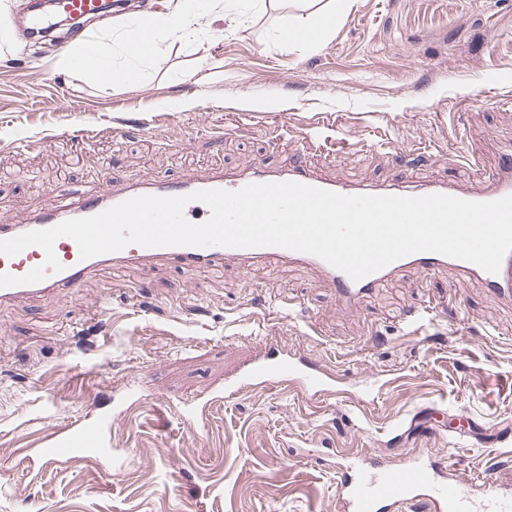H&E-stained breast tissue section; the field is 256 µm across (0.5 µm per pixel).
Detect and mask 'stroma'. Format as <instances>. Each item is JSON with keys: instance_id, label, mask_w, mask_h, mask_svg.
<instances>
[{"instance_id": "stroma-1", "label": "stroma", "mask_w": 512, "mask_h": 512, "mask_svg": "<svg viewBox=\"0 0 512 512\" xmlns=\"http://www.w3.org/2000/svg\"><path fill=\"white\" fill-rule=\"evenodd\" d=\"M302 0H231L197 37L133 31L102 89L0 50V218L104 177L295 162L340 184H489L512 144V0H356L317 49L280 38ZM221 64L213 75L210 60ZM349 140L326 157L324 136ZM294 310H286V302ZM420 321L406 322L410 311ZM269 338L340 376L332 396L224 379ZM121 411L112 455L46 461L51 437ZM427 451L512 482V306L453 269L408 268L357 307L305 265L106 269L0 306V512H344L358 451Z\"/></svg>"}]
</instances>
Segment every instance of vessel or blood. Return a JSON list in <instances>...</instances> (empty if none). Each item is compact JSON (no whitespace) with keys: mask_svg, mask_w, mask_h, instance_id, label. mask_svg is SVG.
<instances>
[{"mask_svg":"<svg viewBox=\"0 0 512 512\" xmlns=\"http://www.w3.org/2000/svg\"><path fill=\"white\" fill-rule=\"evenodd\" d=\"M112 0H30L29 10L23 17L9 18L8 23L18 38L25 40L44 38L55 18L68 20L73 35H81L85 24L93 18L111 23ZM500 171L493 186L486 191L466 193L469 201L487 202L512 195V145L500 156ZM299 182L314 187L351 194V187L316 176L304 165L284 170L256 168L236 175L212 169L190 174L178 181L147 178L137 183L113 186L111 178H104L102 189L95 194L64 198L53 206L33 212L26 223L12 224L0 219V240L34 230L53 227L65 220L88 217L107 210L127 199L141 195L176 196L199 190L225 189L234 191L250 183ZM372 195L415 196L429 194L456 195V188L435 183L423 188L400 185L376 186ZM55 253L62 264L61 272L49 275L33 285L0 288V305L16 301L23 296H48L57 289H77L94 271L105 266L145 264L158 261L174 262L186 270L219 268L225 261L240 260L249 265L257 259L295 261L312 266L336 289L339 303L347 308L356 303L385 279L408 266L425 270L453 267L467 274L475 284L497 293L512 302V252L505 255L498 273L491 274L475 264L450 258L434 252H420L400 258L386 267L355 281L321 258L279 247H143L131 244L124 249L88 259H81L79 248L68 237L59 238ZM41 248L32 246L18 255L0 254V274L22 276L43 263ZM337 376L324 365L288 352L276 344H268L262 355L255 358L243 372L224 388L232 396L246 386L277 387L295 383L305 395H331L335 392ZM111 428L109 418L101 416L89 423L73 426L62 437L50 438L44 450L48 460L65 457L81 461L91 456H108L112 450L108 443ZM346 512H392L393 508L417 505L421 512H512V488L503 487L494 468H487L481 481L465 486L453 464L443 458L414 455L404 462L390 465L382 455L358 454L349 471L343 472L337 485Z\"/></svg>","mask_w":512,"mask_h":512,"instance_id":"vessel-or-blood-1","label":"vessel or blood"}]
</instances>
